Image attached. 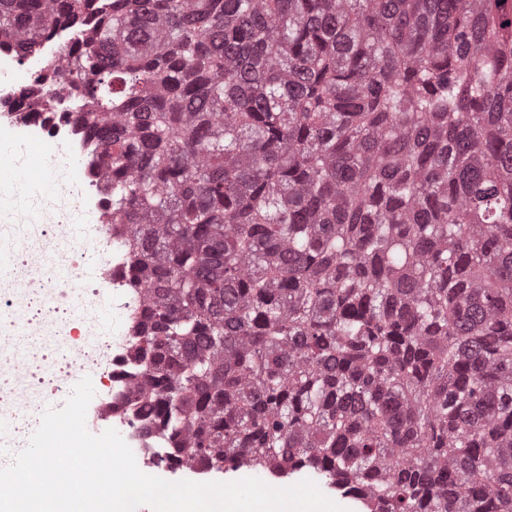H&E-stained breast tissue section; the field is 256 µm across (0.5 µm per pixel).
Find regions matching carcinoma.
I'll list each match as a JSON object with an SVG mask.
<instances>
[{
  "label": "carcinoma",
  "instance_id": "1",
  "mask_svg": "<svg viewBox=\"0 0 512 512\" xmlns=\"http://www.w3.org/2000/svg\"><path fill=\"white\" fill-rule=\"evenodd\" d=\"M64 26L178 462L512 512V0H0Z\"/></svg>",
  "mask_w": 512,
  "mask_h": 512
}]
</instances>
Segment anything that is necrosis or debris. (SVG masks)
<instances>
[{
	"mask_svg": "<svg viewBox=\"0 0 512 512\" xmlns=\"http://www.w3.org/2000/svg\"><path fill=\"white\" fill-rule=\"evenodd\" d=\"M0 48V133L19 145L66 148L82 158L80 168L55 166L64 200L32 193L25 205L0 193V467L25 448L46 404L62 403L76 380L88 377L95 393L86 414L97 435L115 429L132 450L138 468L165 480L198 481L195 464L168 459L167 435L146 425L130 396L137 375L132 337L143 306L130 288L123 227L107 221L111 203L99 174L86 165L88 144L62 97L52 111L26 116L25 90L35 89L43 70ZM109 307L121 320L113 327L89 326L87 315Z\"/></svg>",
	"mask_w": 512,
	"mask_h": 512,
	"instance_id": "4bbe7bcc",
	"label": "necrosis or debris"
}]
</instances>
